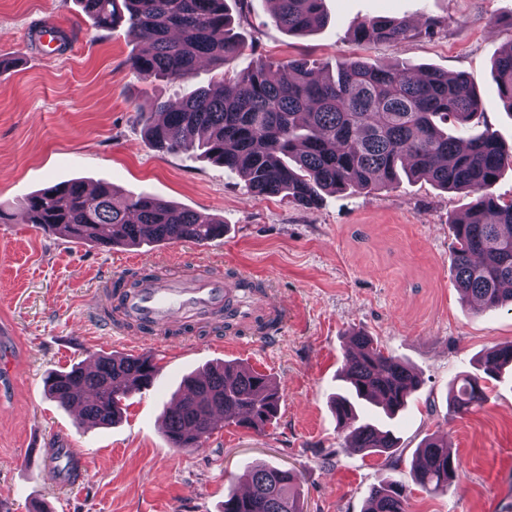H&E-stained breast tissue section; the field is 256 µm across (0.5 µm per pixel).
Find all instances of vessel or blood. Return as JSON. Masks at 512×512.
I'll use <instances>...</instances> for the list:
<instances>
[{"mask_svg":"<svg viewBox=\"0 0 512 512\" xmlns=\"http://www.w3.org/2000/svg\"><path fill=\"white\" fill-rule=\"evenodd\" d=\"M236 290L219 269L186 268L183 276L168 278L145 271L131 281L115 275L97 289L96 310L102 311L105 330L136 334L148 343L189 325L211 327L225 309H237ZM29 449L39 455H52L60 480L75 482L83 477V460L70 439H60L48 448L40 435H32Z\"/></svg>","mask_w":512,"mask_h":512,"instance_id":"1","label":"vessel or blood"}]
</instances>
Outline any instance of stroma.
I'll return each instance as SVG.
<instances>
[{
    "label": "stroma",
    "instance_id": "35a3bbf8",
    "mask_svg": "<svg viewBox=\"0 0 512 512\" xmlns=\"http://www.w3.org/2000/svg\"><path fill=\"white\" fill-rule=\"evenodd\" d=\"M229 8L246 49L227 73L303 58L331 75L348 57L462 73L481 96L480 124L512 145V112L492 73L512 41V0H324L326 26L305 34L276 26L263 0H230ZM375 16L432 19L438 28L400 41H355L353 27ZM46 22L70 36L53 54L37 40ZM140 50L125 26L96 28L79 0H0V210L10 216L0 223V321L16 330L13 397L0 403V512H23L31 499L54 501L58 512H223L225 495L242 488L239 474L256 466L297 471L304 512H363L369 490L392 480L406 483L408 512H512V370L487 381L481 408L448 412L460 376L486 349L512 342L511 312L476 310L454 286L451 223L471 195L405 179L329 193L309 208L248 195L239 173L200 149L161 154L147 143L138 106L154 97L178 101L215 71L152 81L130 66ZM76 178L223 220L224 235L204 244L102 248L18 223L25 197ZM136 265L168 275L219 267L261 283V301L287 314L268 339L195 332L151 341L143 352L160 368L154 384L129 397L115 424L91 425L49 398L44 377L101 350L133 354V338L101 329L91 299L103 277ZM358 332L421 380L392 424L399 448L387 458L346 448L331 408L344 387L343 352ZM224 361L277 383L275 419L259 433L223 423L202 450L177 452L165 435V410L187 376ZM32 430L51 444L66 437L80 445L79 484L42 477L23 451ZM432 434L447 440L464 468L443 494L412 482L415 450Z\"/></svg>",
    "mask_w": 512,
    "mask_h": 512
}]
</instances>
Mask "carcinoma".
<instances>
[{
  "label": "carcinoma",
  "mask_w": 512,
  "mask_h": 512,
  "mask_svg": "<svg viewBox=\"0 0 512 512\" xmlns=\"http://www.w3.org/2000/svg\"><path fill=\"white\" fill-rule=\"evenodd\" d=\"M84 14L107 30L126 25L129 39L149 50L131 60L144 78L185 80L204 63L223 64L245 50L233 32L227 0H79ZM272 21L290 33L324 25L323 0H265ZM416 28L405 20L375 17L359 24V41L404 40ZM502 99L512 112V42L495 59ZM482 114L481 100L465 75L436 70L417 75L403 66L385 68L345 59L336 75L313 76L307 60L284 67L259 64L189 92L176 107L154 100L139 112L148 142L162 152L196 146L241 174L249 194L281 197L311 206L324 191L387 186L404 175L474 200L453 222L450 252L455 285L482 309L512 307V200L496 196L501 173L512 169V148L490 128L457 134ZM26 223L47 234L103 247L205 243L224 236V222L203 217L146 193L119 192L110 183L94 188L80 179L40 190L20 203ZM344 353L348 388L336 395L334 412L347 428V447L391 455L392 431L356 424L362 401L383 407L392 419L418 390L416 372L386 354L364 333ZM94 369L77 365L47 373L46 390L63 407H79L86 420L110 425L121 402L158 374L149 356L90 355ZM512 365V343L491 347L482 374L465 377L452 392L453 412L464 414L486 401L480 382ZM180 404L166 417V437L180 451L199 450L222 412L244 428L260 431L275 418L280 400L273 381L239 363L210 367L183 383ZM463 474L447 444L425 439L415 450L417 484L441 494ZM249 490L224 499V512H302L297 472L254 467L239 476ZM406 487L393 481L370 490L364 512H407Z\"/></svg>",
  "instance_id": "carcinoma-1"
}]
</instances>
